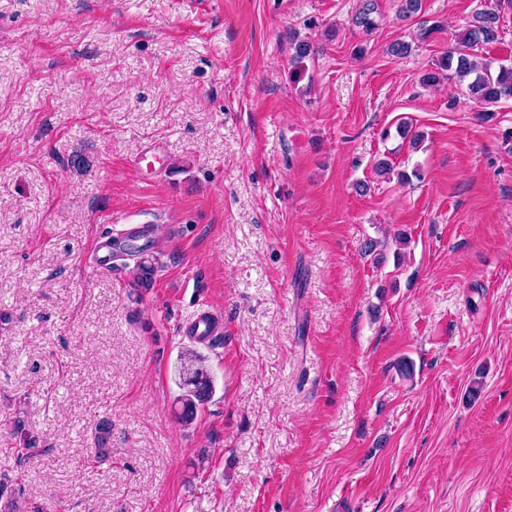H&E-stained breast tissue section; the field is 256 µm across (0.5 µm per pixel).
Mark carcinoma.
<instances>
[{
    "instance_id": "cac0c4a2",
    "label": "carcinoma",
    "mask_w": 512,
    "mask_h": 512,
    "mask_svg": "<svg viewBox=\"0 0 512 512\" xmlns=\"http://www.w3.org/2000/svg\"><path fill=\"white\" fill-rule=\"evenodd\" d=\"M362 6L355 15L354 23L369 32L375 26L372 14L377 12L376 0H361ZM498 38V15L488 8L476 13L472 24L456 36V46L441 57L438 70L429 71L422 77L425 84H434L446 72L466 85L468 95L482 105H493L502 99H512V66L502 65L497 73L476 60L470 53L480 43H492ZM206 359L193 349L180 356L179 388L182 390L181 415L189 421L197 408L211 400L215 386L205 365Z\"/></svg>"
}]
</instances>
